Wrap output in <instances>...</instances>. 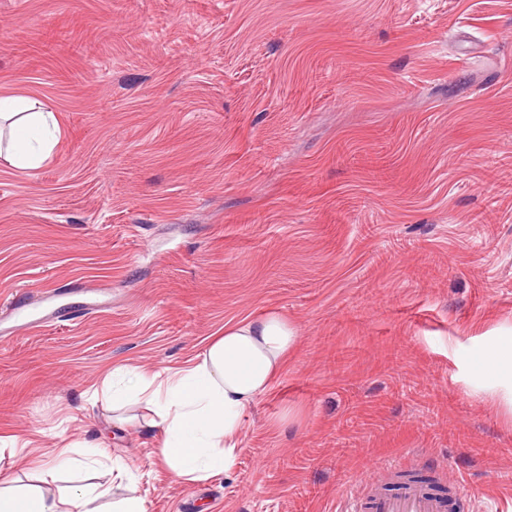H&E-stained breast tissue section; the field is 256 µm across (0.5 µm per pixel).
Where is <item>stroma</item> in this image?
Returning <instances> with one entry per match:
<instances>
[{"label":"stroma","instance_id":"obj_1","mask_svg":"<svg viewBox=\"0 0 512 512\" xmlns=\"http://www.w3.org/2000/svg\"><path fill=\"white\" fill-rule=\"evenodd\" d=\"M55 157L0 160V472L133 459L149 512H342L389 466L512 512L480 394L512 325V0H0V95ZM299 328L233 467L173 482L114 366L176 369L225 324ZM123 426H115V418ZM46 100L0 97V158L13 168L34 171L46 163L57 143V120Z\"/></svg>","mask_w":512,"mask_h":512}]
</instances>
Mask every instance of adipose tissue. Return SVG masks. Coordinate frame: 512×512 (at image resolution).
<instances>
[{"label": "adipose tissue", "instance_id": "adipose-tissue-1", "mask_svg": "<svg viewBox=\"0 0 512 512\" xmlns=\"http://www.w3.org/2000/svg\"><path fill=\"white\" fill-rule=\"evenodd\" d=\"M56 132L48 101L0 97V159L11 167L40 168L53 154ZM297 340L296 326L275 310L225 325L184 368L164 373L115 366L112 374L120 384L112 389V405L137 398L151 405L150 424L164 432L160 459L173 480H208L233 465L244 413L270 392ZM482 362L489 403L512 422V326L486 337ZM0 512H148V507L131 486L116 499L108 484H78L55 494L0 476Z\"/></svg>", "mask_w": 512, "mask_h": 512}]
</instances>
